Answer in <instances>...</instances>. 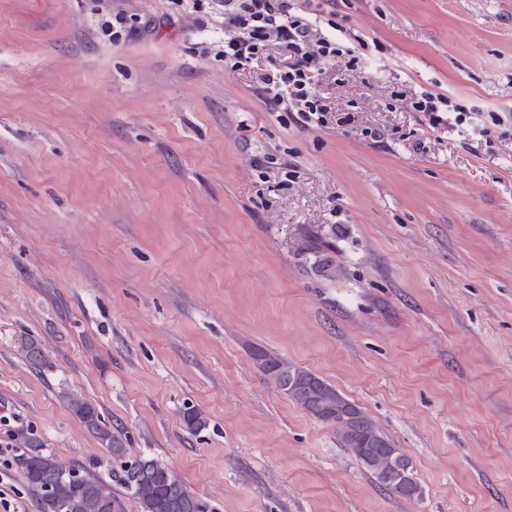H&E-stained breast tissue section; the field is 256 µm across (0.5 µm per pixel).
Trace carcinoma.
I'll list each match as a JSON object with an SVG mask.
<instances>
[{
  "mask_svg": "<svg viewBox=\"0 0 512 512\" xmlns=\"http://www.w3.org/2000/svg\"><path fill=\"white\" fill-rule=\"evenodd\" d=\"M22 356L34 366L46 364L39 344L27 339ZM259 370L290 401L312 417L332 426L340 447L371 474L384 491L404 499L421 496L410 458L382 433L373 419L336 387L313 372L272 352L253 354ZM60 398L69 410L116 458L126 453L122 439L112 432L97 408L82 395L65 391ZM15 455L28 483L42 496L48 512H128L126 497L112 490L122 485L139 505L140 512H212L209 504L192 492L180 476L159 459L142 455L120 465L115 479H105L79 465L64 466L43 452L34 438L21 436Z\"/></svg>",
  "mask_w": 512,
  "mask_h": 512,
  "instance_id": "carcinoma-1",
  "label": "carcinoma"
}]
</instances>
